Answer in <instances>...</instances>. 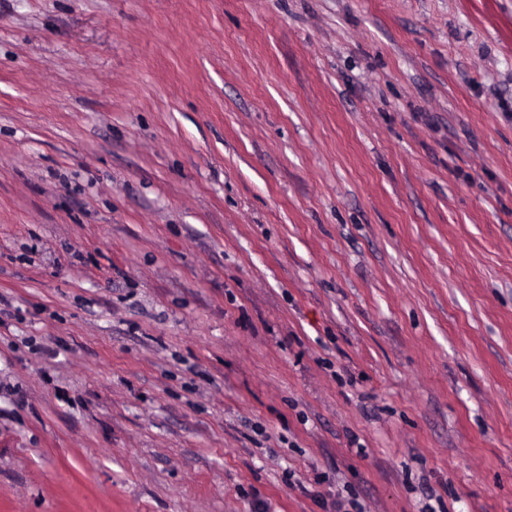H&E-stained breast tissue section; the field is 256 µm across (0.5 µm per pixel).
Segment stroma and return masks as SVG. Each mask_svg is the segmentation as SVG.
<instances>
[{
  "label": "stroma",
  "mask_w": 512,
  "mask_h": 512,
  "mask_svg": "<svg viewBox=\"0 0 512 512\" xmlns=\"http://www.w3.org/2000/svg\"><path fill=\"white\" fill-rule=\"evenodd\" d=\"M512 512V0H0V512Z\"/></svg>",
  "instance_id": "obj_1"
}]
</instances>
